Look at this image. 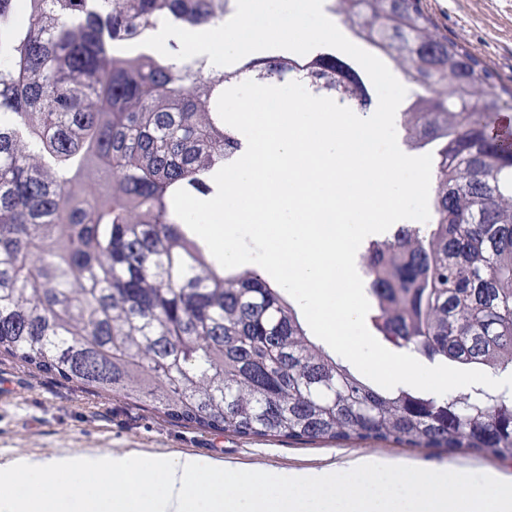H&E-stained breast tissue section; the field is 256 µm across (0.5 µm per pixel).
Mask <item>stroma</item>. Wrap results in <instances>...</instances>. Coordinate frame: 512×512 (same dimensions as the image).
Masks as SVG:
<instances>
[{
  "mask_svg": "<svg viewBox=\"0 0 512 512\" xmlns=\"http://www.w3.org/2000/svg\"><path fill=\"white\" fill-rule=\"evenodd\" d=\"M439 34L456 39L493 73L495 91L512 89V0H422ZM13 384L0 399V455L102 448L170 455H210L246 468H344L361 458L387 459L431 472L461 467L473 476L493 471L512 478V460L445 448H406L386 441L307 443L243 437L166 419L121 398L23 368L0 356V382Z\"/></svg>",
  "mask_w": 512,
  "mask_h": 512,
  "instance_id": "obj_1",
  "label": "stroma"
}]
</instances>
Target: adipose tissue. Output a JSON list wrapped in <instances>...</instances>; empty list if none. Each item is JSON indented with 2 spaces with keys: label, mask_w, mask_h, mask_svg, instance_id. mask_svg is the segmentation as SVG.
I'll use <instances>...</instances> for the list:
<instances>
[{
  "label": "adipose tissue",
  "mask_w": 512,
  "mask_h": 512,
  "mask_svg": "<svg viewBox=\"0 0 512 512\" xmlns=\"http://www.w3.org/2000/svg\"><path fill=\"white\" fill-rule=\"evenodd\" d=\"M0 512H512V482L390 461L248 471L192 455L85 448L0 462Z\"/></svg>",
  "instance_id": "obj_1"
}]
</instances>
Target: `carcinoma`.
I'll list each match as a JSON object with an SVG mask.
<instances>
[{"label": "carcinoma", "instance_id": "cac0c4a2", "mask_svg": "<svg viewBox=\"0 0 512 512\" xmlns=\"http://www.w3.org/2000/svg\"><path fill=\"white\" fill-rule=\"evenodd\" d=\"M231 0H0V355L201 429L310 442L387 441L512 458V389L435 398L376 388L308 334L281 289L223 268L173 209L242 148L217 112L243 78L307 80L363 112L334 53L232 70L139 46L163 21L216 25ZM336 13L413 87L398 122L430 148L431 218L362 256L388 347L512 374V110L422 0Z\"/></svg>", "mask_w": 512, "mask_h": 512}]
</instances>
